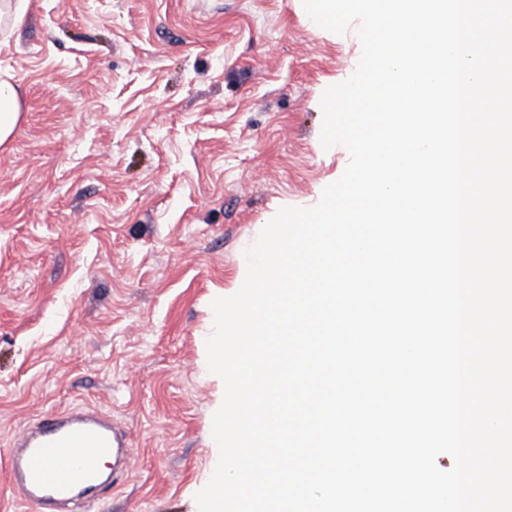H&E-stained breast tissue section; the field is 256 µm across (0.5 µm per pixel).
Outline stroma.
I'll use <instances>...</instances> for the list:
<instances>
[{
  "mask_svg": "<svg viewBox=\"0 0 512 512\" xmlns=\"http://www.w3.org/2000/svg\"><path fill=\"white\" fill-rule=\"evenodd\" d=\"M0 29L23 112L0 146V512L25 426L92 406L127 467L86 512H195L211 302L285 206L349 161L319 106L361 56L302 0H24Z\"/></svg>",
  "mask_w": 512,
  "mask_h": 512,
  "instance_id": "35a3bbf8",
  "label": "stroma"
}]
</instances>
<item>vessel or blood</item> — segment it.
I'll return each instance as SVG.
<instances>
[{
  "label": "vessel or blood",
  "mask_w": 512,
  "mask_h": 512,
  "mask_svg": "<svg viewBox=\"0 0 512 512\" xmlns=\"http://www.w3.org/2000/svg\"><path fill=\"white\" fill-rule=\"evenodd\" d=\"M127 452V438L111 417L92 408L71 409L15 436L8 456L10 479L26 501L81 512L85 499L105 485L98 459Z\"/></svg>",
  "instance_id": "b4317fda"
}]
</instances>
